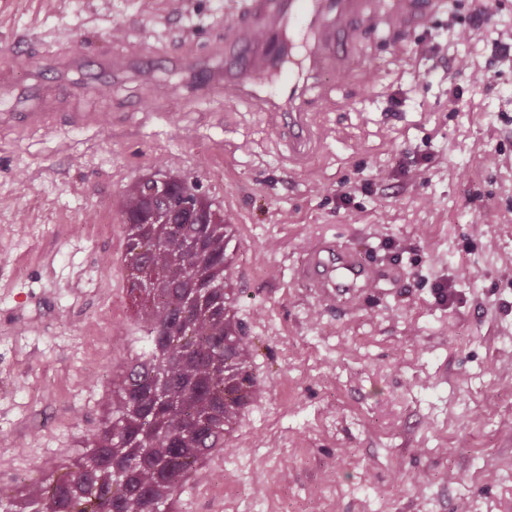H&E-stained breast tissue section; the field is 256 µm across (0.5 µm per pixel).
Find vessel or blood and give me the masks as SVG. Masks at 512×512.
<instances>
[{"mask_svg": "<svg viewBox=\"0 0 512 512\" xmlns=\"http://www.w3.org/2000/svg\"><path fill=\"white\" fill-rule=\"evenodd\" d=\"M361 4L362 0H227L225 31L237 36L236 54L244 60V72L265 73L296 41L304 43L303 72L280 70L279 94L261 98L266 112L273 117L277 136L288 146L289 162L306 158L317 140L303 99L302 78H322L328 71L327 60L347 56L350 50L346 33L339 28H321V19L328 9L349 15L358 12ZM241 15L255 17V24L238 28L235 19ZM91 44L88 38L72 44L59 57V65L83 72L123 66V58L108 50L89 56L87 49ZM12 46V54L0 57V86L4 88L11 85L19 56L31 54L34 37L27 31L14 33ZM364 252V244L356 241L342 243L333 237L317 238L296 272L302 298L314 299L326 310L336 312L366 297L378 296L377 281L396 278L398 272L372 266Z\"/></svg>", "mask_w": 512, "mask_h": 512, "instance_id": "vessel-or-blood-1", "label": "vessel or blood"}]
</instances>
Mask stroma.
Segmentation results:
<instances>
[{"label": "stroma", "mask_w": 512, "mask_h": 512, "mask_svg": "<svg viewBox=\"0 0 512 512\" xmlns=\"http://www.w3.org/2000/svg\"><path fill=\"white\" fill-rule=\"evenodd\" d=\"M473 7L446 0L402 29L396 0H364L346 21L349 77L308 83L318 142L292 167L252 97L191 100L162 61L94 82L56 66L88 28L150 58L190 26L187 48L223 69L208 47L224 0H0V53L17 30L39 41L0 113L49 114L0 123V505L81 469L96 453L81 437L118 419L99 410L127 302L105 262L130 233L112 200L180 166L241 226L235 304L268 377L209 486L177 488L183 508L205 493L222 512H512V61L449 39ZM461 54L484 85L456 75ZM163 85L176 97L137 112ZM323 235L364 236L402 270L393 294L344 313L299 299L296 268Z\"/></svg>", "instance_id": "35a3bbf8"}]
</instances>
